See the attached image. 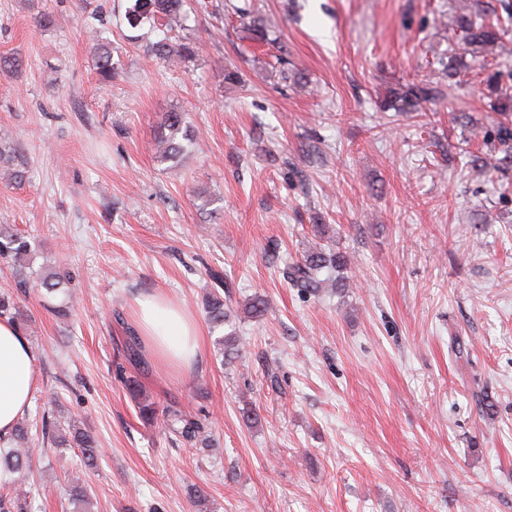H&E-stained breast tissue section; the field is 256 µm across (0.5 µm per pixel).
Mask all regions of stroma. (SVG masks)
Segmentation results:
<instances>
[{"mask_svg": "<svg viewBox=\"0 0 512 512\" xmlns=\"http://www.w3.org/2000/svg\"><path fill=\"white\" fill-rule=\"evenodd\" d=\"M128 5L0 0L16 62L0 144L18 156L0 163V231L69 286L18 300L36 370L20 420L94 434L88 512H512V164L473 165L512 124V23L491 56L460 28L512 0H188L176 66L149 56ZM94 10L107 85L82 29ZM412 84L434 91L423 113L382 110ZM172 111L194 130L175 164L154 151ZM323 237L356 282L310 294L284 270ZM140 294L196 318L191 367L128 360ZM221 334L242 342L232 361ZM128 378L194 411L215 447L143 422ZM79 455L44 445L28 512H76Z\"/></svg>", "mask_w": 512, "mask_h": 512, "instance_id": "35a3bbf8", "label": "stroma"}]
</instances>
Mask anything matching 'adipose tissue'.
<instances>
[{
	"mask_svg": "<svg viewBox=\"0 0 512 512\" xmlns=\"http://www.w3.org/2000/svg\"><path fill=\"white\" fill-rule=\"evenodd\" d=\"M133 329L158 364L178 371L192 365L202 350L197 322L160 295L137 298ZM35 384L34 360L16 325L0 321V437L10 434L29 406Z\"/></svg>",
	"mask_w": 512,
	"mask_h": 512,
	"instance_id": "adipose-tissue-1",
	"label": "adipose tissue"
}]
</instances>
